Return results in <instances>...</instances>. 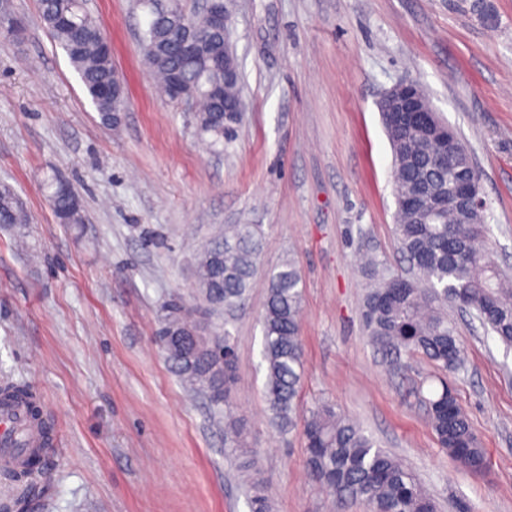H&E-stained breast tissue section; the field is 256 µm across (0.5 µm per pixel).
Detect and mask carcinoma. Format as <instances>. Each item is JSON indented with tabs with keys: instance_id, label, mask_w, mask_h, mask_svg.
I'll list each match as a JSON object with an SVG mask.
<instances>
[{
	"instance_id": "cac0c4a2",
	"label": "carcinoma",
	"mask_w": 512,
	"mask_h": 512,
	"mask_svg": "<svg viewBox=\"0 0 512 512\" xmlns=\"http://www.w3.org/2000/svg\"><path fill=\"white\" fill-rule=\"evenodd\" d=\"M153 20L144 31L138 50L168 93L169 74L179 71L196 89L195 121L209 144L224 142V122L215 118L214 105L201 84L224 81V71L185 60L158 48L174 39L170 21L160 19L145 3ZM41 20L78 73L83 88L102 123L112 127L118 113L112 98L98 97L99 88L112 79L111 45L81 0H39ZM420 122L430 128L426 139L392 120L384 121L395 155L394 190L403 198L416 186L427 185L426 205L396 211L395 233L400 253L413 276H394L375 257L364 260L362 270L370 283L363 297L362 315L369 341L386 356L394 369L410 368L415 356L427 359L438 371L440 390L427 399V417L441 447L474 471L485 468L487 456L445 376L464 363L463 352L448 321V304L476 311L483 328L512 345V278L491 260V239L485 224L486 202L475 197L466 208L445 199L453 171L475 183L480 176L472 153L459 142L455 170L438 164L440 131L429 113ZM49 202L63 224L82 223L77 192L59 181L47 184ZM27 223L12 187L0 185V225ZM263 233L259 224H226L204 247L195 261L196 291L202 301L186 305L175 297L163 305L159 342L180 382L193 392L207 395L213 408L224 412V442L235 453H248L243 430L230 406L237 356L229 331L211 332L210 318L224 312V323L243 310L256 285L257 260ZM266 300L260 316L262 359L266 364L265 398L270 419L280 432L302 424L307 456L305 466L315 481L342 504L363 501L372 512H437L414 476L356 422L321 402L306 410L299 400L303 368L300 313L302 276L292 258L270 270ZM23 405L25 432L37 431L44 439L36 405L22 387L0 400V406ZM251 512H272V505L257 481H250Z\"/></svg>"
}]
</instances>
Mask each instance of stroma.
Segmentation results:
<instances>
[{
  "label": "stroma",
  "mask_w": 512,
  "mask_h": 512,
  "mask_svg": "<svg viewBox=\"0 0 512 512\" xmlns=\"http://www.w3.org/2000/svg\"><path fill=\"white\" fill-rule=\"evenodd\" d=\"M246 110L231 139L200 142L194 114L159 95L138 52L139 0H90L127 87L105 127L39 15L12 0L0 35V183L29 222L0 226V387L28 386L55 430L32 485L0 476V512H250L248 475L224 448L209 399L183 389L158 342L161 307L190 305L197 253L215 227L259 224L260 270L294 257L303 278L301 401L333 404L416 477L438 512H512V348L452 307L465 365L448 382L488 466L461 468L428 422L435 369L394 373L361 315L368 251L407 265L394 233L391 145L381 95L409 79L468 143L487 201L492 258L512 271V0H233ZM82 199L59 223L43 182ZM256 286L230 332L231 406L273 512L336 506L305 468L301 430L267 422Z\"/></svg>",
  "instance_id": "1"
}]
</instances>
